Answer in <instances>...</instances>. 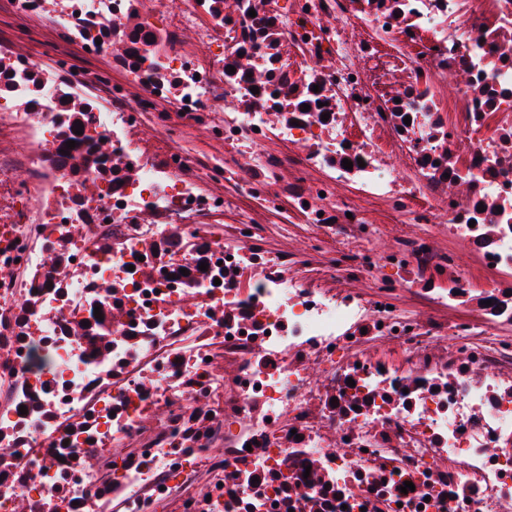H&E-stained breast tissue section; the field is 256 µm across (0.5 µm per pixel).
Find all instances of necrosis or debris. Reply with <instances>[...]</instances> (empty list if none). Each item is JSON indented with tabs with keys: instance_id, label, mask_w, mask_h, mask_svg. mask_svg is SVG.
Masks as SVG:
<instances>
[{
	"instance_id": "obj_1",
	"label": "necrosis or debris",
	"mask_w": 512,
	"mask_h": 512,
	"mask_svg": "<svg viewBox=\"0 0 512 512\" xmlns=\"http://www.w3.org/2000/svg\"><path fill=\"white\" fill-rule=\"evenodd\" d=\"M5 13L0 512H512V0ZM3 29L20 46H33L39 51V59L48 68L61 67L65 70L102 74L112 81V66L101 57H89L75 48H66L45 34L43 26L22 16L4 15L0 22Z\"/></svg>"
}]
</instances>
